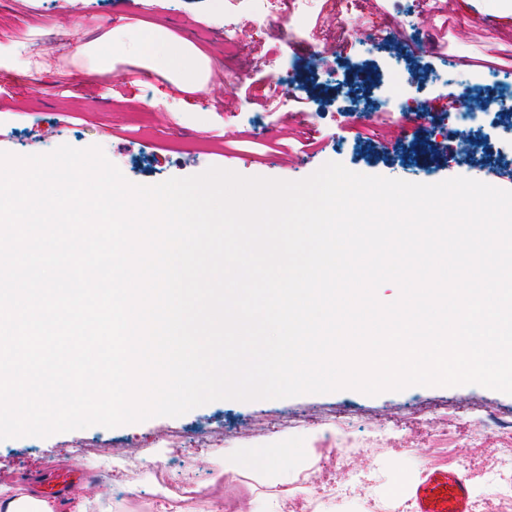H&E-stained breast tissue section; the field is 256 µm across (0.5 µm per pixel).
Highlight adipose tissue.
<instances>
[{
    "label": "adipose tissue",
    "instance_id": "1",
    "mask_svg": "<svg viewBox=\"0 0 512 512\" xmlns=\"http://www.w3.org/2000/svg\"><path fill=\"white\" fill-rule=\"evenodd\" d=\"M138 54L169 73L172 79L192 92L208 89L205 58L189 41L173 36L162 28L149 30L137 46ZM314 453L304 445L293 447L276 442L257 454H246L232 460L235 468L259 466L261 475L277 487L274 496H259L250 503V512H282L288 497L306 482ZM96 495L93 486L81 493L57 498L35 492L32 487L17 486L0 489V512H87Z\"/></svg>",
    "mask_w": 512,
    "mask_h": 512
}]
</instances>
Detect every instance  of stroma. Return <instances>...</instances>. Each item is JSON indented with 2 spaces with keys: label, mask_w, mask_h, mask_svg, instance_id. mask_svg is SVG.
Segmentation results:
<instances>
[{
  "label": "stroma",
  "mask_w": 512,
  "mask_h": 512,
  "mask_svg": "<svg viewBox=\"0 0 512 512\" xmlns=\"http://www.w3.org/2000/svg\"><path fill=\"white\" fill-rule=\"evenodd\" d=\"M321 29L289 19L290 0H0V43L23 37L41 48L34 76L0 68L1 147L16 155L44 154L63 144L101 147L124 177L155 185L172 177L200 174L215 166L246 177L304 179L330 161L350 171L417 183L463 176L512 190V130L491 129V114L478 125H460L445 112L414 123L384 99L399 85L407 62L377 26L412 37L423 64L403 88L405 97L435 104L442 93L479 90L487 96L512 87V17L484 15L469 0H387L376 12L372 0H322ZM86 19L81 36L71 23ZM234 22L233 46L224 41L225 22ZM184 37L206 56L211 70L223 71L233 88L255 85L269 90L291 79L296 68L312 70L326 87L304 116L321 139L322 152L282 166V153L299 155L300 145L280 135L278 111L242 99L214 102L210 93L179 90L167 73L150 71L132 46L116 49L111 73L81 74L74 56L78 41H93L120 27L143 33L146 24ZM359 25L369 36L347 44L346 31ZM496 56H487L488 48ZM397 125L422 127L429 143L437 129L451 145L489 140L483 166L463 160L448 169H428L423 155L406 141L386 151L360 144L356 132L377 127L389 139L382 114ZM56 134L41 139L42 127ZM469 407L451 436L438 434L440 414L450 404ZM345 414L354 445L334 448L327 464L315 463L310 479L283 512H413L410 499L391 489L420 478L431 465L452 464L469 477L472 512H493L498 490L489 483L501 445L498 420L512 421V395L479 385L416 387L376 396L350 389L285 399L213 401L180 417H153L107 428L93 425L46 438L25 436L0 441V485L41 483L48 474L76 468L98 489L88 512H156L159 501L177 495L158 485L155 474L191 485L194 497L182 512H210L222 499L224 512H238L275 487L248 472L228 473L226 460L256 452L270 442L308 444L315 454L329 446L338 414ZM299 418L296 426L286 417ZM347 494L336 497L337 489Z\"/></svg>",
  "instance_id": "stroma-1"
}]
</instances>
